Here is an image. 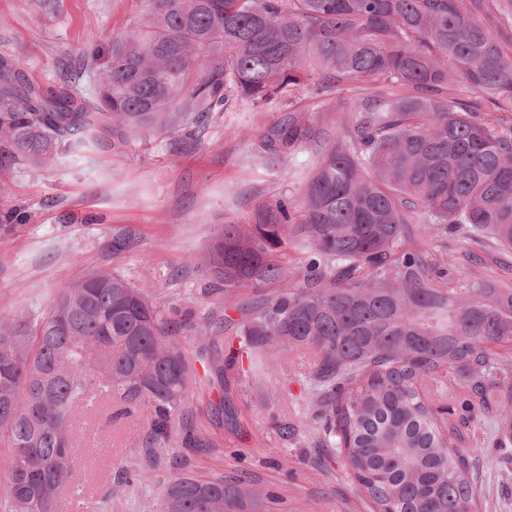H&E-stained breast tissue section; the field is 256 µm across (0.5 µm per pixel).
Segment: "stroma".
<instances>
[{"label":"stroma","mask_w":512,"mask_h":512,"mask_svg":"<svg viewBox=\"0 0 512 512\" xmlns=\"http://www.w3.org/2000/svg\"><path fill=\"white\" fill-rule=\"evenodd\" d=\"M146 0H0V55L19 58L27 78L42 86L68 81L93 98L112 37L121 35L146 8ZM280 118L276 112H220L194 139L171 136L104 135L94 145L60 155L44 167L0 172V209L16 208L26 223L0 234V318L46 311L72 283L107 268L134 283H148L162 306L193 313L240 314L222 285L202 264L225 221H247L273 198L297 196L313 157L293 162L265 159L256 138ZM409 245L443 255L457 287L481 281L512 289V252L463 232L422 233ZM309 355L263 376L247 375L248 360L230 397L248 435L239 438L214 421L219 388L195 393L190 404L197 428L213 448L184 455L181 425L156 459L144 454L146 419L108 424L104 412L91 419L97 436L81 440L75 466L82 490L65 489L58 512H73L77 493L106 500L103 512H156L158 496L180 469L181 457L205 475L244 473L258 494L238 502L235 512H368L367 502L345 474L335 449L316 426L306 424L311 395L303 376ZM296 420L294 438L281 440L272 422ZM489 455L480 461L488 492L481 512H512V463L503 462L501 438L490 421L478 424ZM111 448L99 456L97 444ZM150 467L151 479L118 483L123 471Z\"/></svg>","instance_id":"obj_1"}]
</instances>
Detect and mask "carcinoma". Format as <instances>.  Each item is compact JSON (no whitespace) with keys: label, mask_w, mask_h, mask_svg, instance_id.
<instances>
[{"label":"carcinoma","mask_w":512,"mask_h":512,"mask_svg":"<svg viewBox=\"0 0 512 512\" xmlns=\"http://www.w3.org/2000/svg\"><path fill=\"white\" fill-rule=\"evenodd\" d=\"M95 98L1 56L0 170L44 166L108 128L191 135L235 109L284 113L259 155L317 159L299 198L225 222L203 257L239 320L180 319L110 270L0 319V512H56L58 490L82 485L74 431L97 405L141 414L153 448L177 422L184 450L210 447L189 396L230 385L228 336L255 375L313 357L315 418L372 512H480L463 444L485 415L512 441V363L497 351L512 344V290L448 287L405 236L462 229L512 250V0H148L112 38ZM324 111L340 121L322 142L307 113ZM184 329L200 341L192 358ZM214 414L244 434L231 404ZM241 489L254 492L184 467L157 512H224Z\"/></svg>","instance_id":"1"}]
</instances>
